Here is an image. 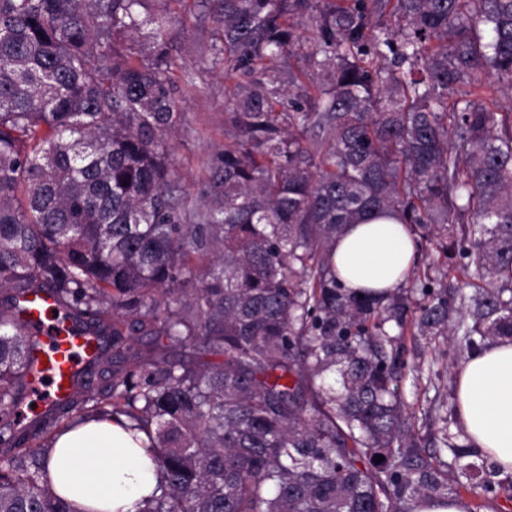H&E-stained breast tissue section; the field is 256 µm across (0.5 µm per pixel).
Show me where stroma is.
<instances>
[{
    "label": "stroma",
    "mask_w": 512,
    "mask_h": 512,
    "mask_svg": "<svg viewBox=\"0 0 512 512\" xmlns=\"http://www.w3.org/2000/svg\"><path fill=\"white\" fill-rule=\"evenodd\" d=\"M173 19L168 33L174 61L171 80L185 120L166 140L177 178L191 204L203 207L212 195L211 159L224 148V63L213 50L216 23L209 0H155ZM408 352H422L424 368L406 371L401 391L421 435L433 437L441 426L442 406L455 382L460 357L447 352L443 338L405 336Z\"/></svg>",
    "instance_id": "obj_1"
}]
</instances>
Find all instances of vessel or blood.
<instances>
[{"instance_id": "1", "label": "vessel or blood", "mask_w": 512, "mask_h": 512, "mask_svg": "<svg viewBox=\"0 0 512 512\" xmlns=\"http://www.w3.org/2000/svg\"><path fill=\"white\" fill-rule=\"evenodd\" d=\"M17 320L23 330L36 335L28 382L43 388L47 402L67 399L77 377L98 353L97 338L67 318L48 290L28 295Z\"/></svg>"}]
</instances>
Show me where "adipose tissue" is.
<instances>
[{"label":"adipose tissue","mask_w":512,"mask_h":512,"mask_svg":"<svg viewBox=\"0 0 512 512\" xmlns=\"http://www.w3.org/2000/svg\"><path fill=\"white\" fill-rule=\"evenodd\" d=\"M414 252L407 226L379 217L349 225L336 240L333 262L347 290L384 293L403 283ZM456 396L469 443L512 473V341H490L469 355L456 372ZM146 441L110 419L58 432L49 455L56 492L80 512H137L158 485Z\"/></svg>","instance_id":"obj_1"}]
</instances>
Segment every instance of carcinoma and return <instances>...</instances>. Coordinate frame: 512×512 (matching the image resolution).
Returning a JSON list of instances; mask_svg holds the SVG:
<instances>
[{
    "instance_id": "cac0c4a2",
    "label": "carcinoma",
    "mask_w": 512,
    "mask_h": 512,
    "mask_svg": "<svg viewBox=\"0 0 512 512\" xmlns=\"http://www.w3.org/2000/svg\"><path fill=\"white\" fill-rule=\"evenodd\" d=\"M232 82L216 196L176 195L163 138L184 121L168 16L152 0H0V512H78L54 434L124 416L161 494L138 512H412L502 489L441 418L427 451L401 401L410 331L457 354L512 339V130L448 93L512 87V0H215ZM385 214L448 249L474 293L411 271L348 293L336 237ZM50 290L100 341L71 396L28 420ZM105 384L94 385L95 376ZM450 452L451 459L442 458ZM384 460L377 463V456Z\"/></svg>"
}]
</instances>
